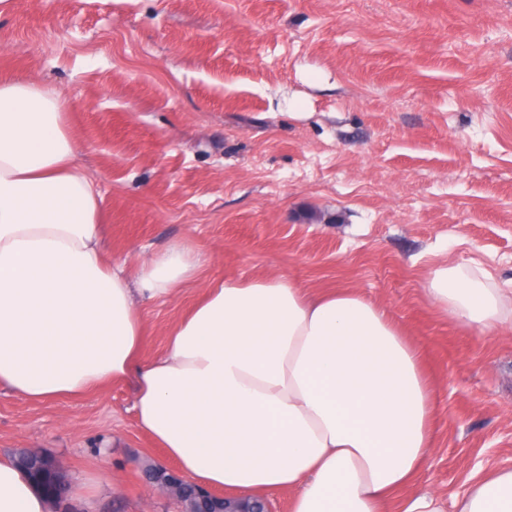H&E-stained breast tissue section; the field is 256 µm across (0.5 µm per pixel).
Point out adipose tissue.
Here are the masks:
<instances>
[{
  "label": "adipose tissue",
  "mask_w": 512,
  "mask_h": 512,
  "mask_svg": "<svg viewBox=\"0 0 512 512\" xmlns=\"http://www.w3.org/2000/svg\"><path fill=\"white\" fill-rule=\"evenodd\" d=\"M65 104L36 80H0V387L44 401L129 384L138 428L229 498L285 490L292 512H390L399 494V512H512V466L448 504L414 490L434 386L420 348L356 290L315 294L281 273L210 281L148 353L140 306L196 280L202 253L176 243L133 275L107 256ZM425 292L479 333L512 327V292L461 268L435 269ZM47 509L0 459V512Z\"/></svg>",
  "instance_id": "1"
}]
</instances>
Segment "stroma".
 Returning a JSON list of instances; mask_svg holds the SVG:
<instances>
[{"label":"stroma","mask_w":512,"mask_h":512,"mask_svg":"<svg viewBox=\"0 0 512 512\" xmlns=\"http://www.w3.org/2000/svg\"><path fill=\"white\" fill-rule=\"evenodd\" d=\"M0 76L62 91L113 260L206 252L198 282L142 305L148 352L209 281L351 288L435 385L416 489L448 499L512 465V330L466 328L423 290L444 265L512 290V0H0ZM132 400L1 389L0 458L54 456L80 512H175L135 467L168 458Z\"/></svg>","instance_id":"35a3bbf8"}]
</instances>
